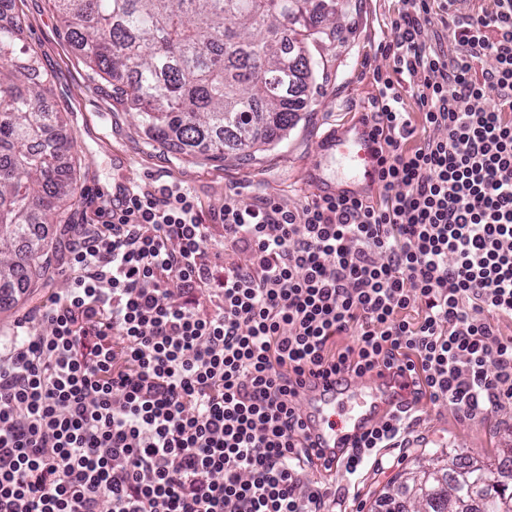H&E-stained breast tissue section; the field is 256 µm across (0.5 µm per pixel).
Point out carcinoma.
<instances>
[{"mask_svg": "<svg viewBox=\"0 0 512 512\" xmlns=\"http://www.w3.org/2000/svg\"><path fill=\"white\" fill-rule=\"evenodd\" d=\"M89 67L137 111L148 136L215 156L283 139L299 120L319 63L288 71V56L334 34L316 27L338 0H55ZM44 76L20 25L0 26V309L18 288H38L46 259L16 244L62 221L77 184L57 164L68 143L52 136L59 112L42 107ZM424 480L388 498L391 512H512V448L495 461L455 449L409 475Z\"/></svg>", "mask_w": 512, "mask_h": 512, "instance_id": "cac0c4a2", "label": "carcinoma"}]
</instances>
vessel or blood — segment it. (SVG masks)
Segmentation results:
<instances>
[{
    "mask_svg": "<svg viewBox=\"0 0 512 512\" xmlns=\"http://www.w3.org/2000/svg\"><path fill=\"white\" fill-rule=\"evenodd\" d=\"M336 154L353 169L351 177L336 185V193L358 196L377 191L376 160L369 130L355 125L338 133L335 141ZM307 424L328 457H335L339 448L351 443L354 437L367 430L379 415L387 413L391 405L373 399L360 401L351 411L343 431L329 428V411L336 405L335 388L327 387L324 379L311 380L306 390Z\"/></svg>",
    "mask_w": 512,
    "mask_h": 512,
    "instance_id": "vessel-or-blood-1",
    "label": "vessel or blood"
}]
</instances>
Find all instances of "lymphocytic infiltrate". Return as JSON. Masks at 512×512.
Masks as SVG:
<instances>
[{
	"mask_svg": "<svg viewBox=\"0 0 512 512\" xmlns=\"http://www.w3.org/2000/svg\"><path fill=\"white\" fill-rule=\"evenodd\" d=\"M438 22L428 0L390 22L432 133L376 74L378 199L228 193L206 217L152 183L101 201L66 294L0 347V512H329L335 490L304 477L323 460L309 377L410 394L342 449L350 475L396 447L410 400L512 403V0L453 15L450 52L422 38Z\"/></svg>",
	"mask_w": 512,
	"mask_h": 512,
	"instance_id": "lymphocytic-infiltrate-1",
	"label": "lymphocytic infiltrate"
}]
</instances>
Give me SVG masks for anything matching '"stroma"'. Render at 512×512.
<instances>
[{
	"instance_id": "1",
	"label": "stroma",
	"mask_w": 512,
	"mask_h": 512,
	"mask_svg": "<svg viewBox=\"0 0 512 512\" xmlns=\"http://www.w3.org/2000/svg\"><path fill=\"white\" fill-rule=\"evenodd\" d=\"M346 11L336 24L335 41L311 45L321 69L287 140L256 153L250 160L229 152L189 162L174 149L149 140L127 102L112 85L89 68L73 50L53 0H13L0 25L20 24L22 37L37 54L46 76L43 103L61 112V136L71 145L68 157L76 170L78 193L65 222L83 223L97 195L160 178L190 190L203 212L219 207L226 193L241 201L270 199L290 207L315 199L347 166L329 146L337 132L361 122L378 95L375 72L389 73L393 57L386 51L393 34L390 21L409 11L410 0H343ZM66 248L49 253L51 278L36 294L20 295L0 312V335L11 333L17 320L49 295L69 287ZM402 447L385 449L383 468H364L359 475L336 472L335 512H376L383 493L419 458L455 448L474 458L492 457L512 445V403L468 419L445 403L421 401Z\"/></svg>"
}]
</instances>
